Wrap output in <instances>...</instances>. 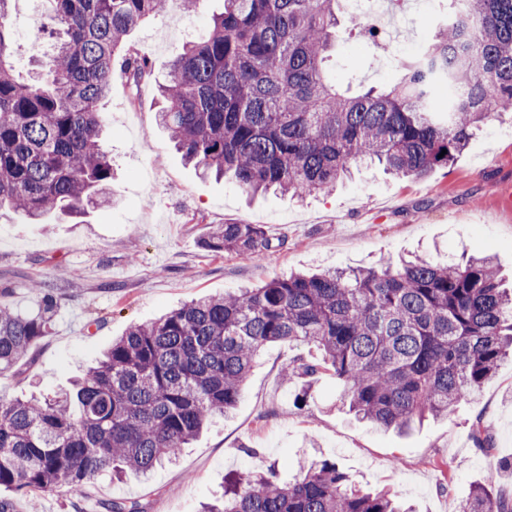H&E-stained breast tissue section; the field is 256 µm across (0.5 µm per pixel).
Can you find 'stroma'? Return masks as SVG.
I'll return each instance as SVG.
<instances>
[{
  "mask_svg": "<svg viewBox=\"0 0 512 512\" xmlns=\"http://www.w3.org/2000/svg\"><path fill=\"white\" fill-rule=\"evenodd\" d=\"M43 0H13L16 74L27 75L49 44L38 31ZM222 0L198 11L175 8L140 23L128 42L150 73L131 87L115 69L100 110L112 156L113 203L40 224L0 210V304L31 312V281L50 285L58 308L48 334L12 371L0 373V398L52 395L92 365L113 339L183 302L254 286L291 271L370 267L381 257L418 253L432 261L468 252L493 256L512 283V117L485 126L456 158L425 178L398 179L381 167L353 169L335 191L304 200L279 194L255 198L232 178H202L187 166L156 123L158 86L184 45L203 33ZM438 0H409L384 48L344 38L327 71L339 88H388L407 58L441 20ZM220 224H261L271 247L258 260L209 250ZM308 346L275 342L260 353L228 417L149 475L101 476L80 491H52L41 512H112L113 502L138 512H199L221 493L226 476L275 471L280 481L323 457L359 486L388 490L416 512H456V504L488 472L512 495V362L502 365L476 400L406 434L382 431L343 409L334 377L318 376L304 403L298 382L282 367ZM493 438L479 450L471 425Z\"/></svg>",
  "mask_w": 512,
  "mask_h": 512,
  "instance_id": "35a3bbf8",
  "label": "stroma"
}]
</instances>
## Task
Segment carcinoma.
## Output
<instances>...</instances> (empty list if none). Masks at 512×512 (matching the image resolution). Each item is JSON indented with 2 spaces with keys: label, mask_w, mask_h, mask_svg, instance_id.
<instances>
[{
  "label": "carcinoma",
  "mask_w": 512,
  "mask_h": 512,
  "mask_svg": "<svg viewBox=\"0 0 512 512\" xmlns=\"http://www.w3.org/2000/svg\"><path fill=\"white\" fill-rule=\"evenodd\" d=\"M0 0V207L40 221L112 200V157L98 104L116 61L130 84L143 58L125 50L140 22L169 0H45L39 30L51 53L33 78L15 74L9 4ZM339 0H224V12L186 44L160 86L158 124L183 159L231 175L248 193L303 198L332 190L350 168L378 163L422 177L453 163L494 117L512 112V0H448V15L389 89L340 90L329 53L347 27ZM448 88L437 104L436 88ZM446 154H441L442 150ZM260 224H221L215 253L259 259ZM57 313L0 306V373L48 333ZM315 348L283 367L308 392L329 372L357 418L407 433L477 395L512 356V289L491 257L291 273L256 288L202 297L130 326L73 391L0 399V488L77 491L95 476L147 474L176 458L216 415L231 413L263 346ZM487 477L457 512H512ZM204 512H408L384 492L353 484L336 463L313 460L293 481L274 473L227 478Z\"/></svg>",
  "instance_id": "obj_1"
}]
</instances>
